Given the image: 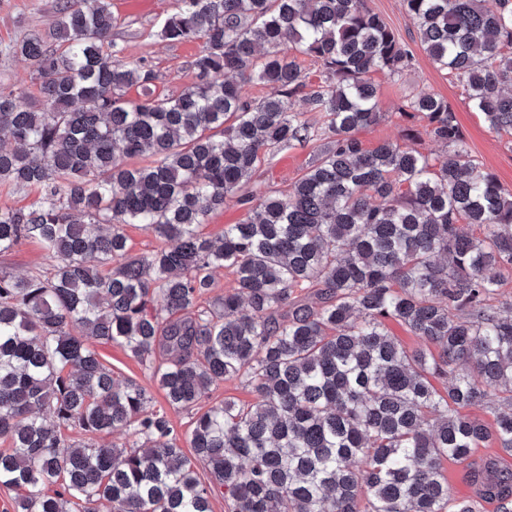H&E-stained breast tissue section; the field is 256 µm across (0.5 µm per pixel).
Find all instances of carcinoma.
I'll use <instances>...</instances> for the list:
<instances>
[{"label":"carcinoma","instance_id":"carcinoma-1","mask_svg":"<svg viewBox=\"0 0 512 512\" xmlns=\"http://www.w3.org/2000/svg\"><path fill=\"white\" fill-rule=\"evenodd\" d=\"M402 2L433 64L511 133L512 0ZM157 36L204 43L178 95L153 97L152 70L112 38L110 0H61L47 31L4 48L30 61L43 107L0 87L14 142L0 181L39 192L0 206V253L35 241L51 265L0 271L3 512H212L217 495L228 512H512V473L469 462L489 442L512 456V190L425 89L401 113L451 155L358 138L381 117L372 75L401 76L412 51L366 0H181ZM311 141L287 194L245 190L265 155ZM231 199L254 216L202 236ZM127 224L159 244L130 253ZM218 268L234 286L204 307ZM91 340L140 360L193 416L192 454ZM227 380L253 402L201 410ZM114 433L126 443L95 444ZM445 461L467 464L476 498L451 496Z\"/></svg>","mask_w":512,"mask_h":512}]
</instances>
